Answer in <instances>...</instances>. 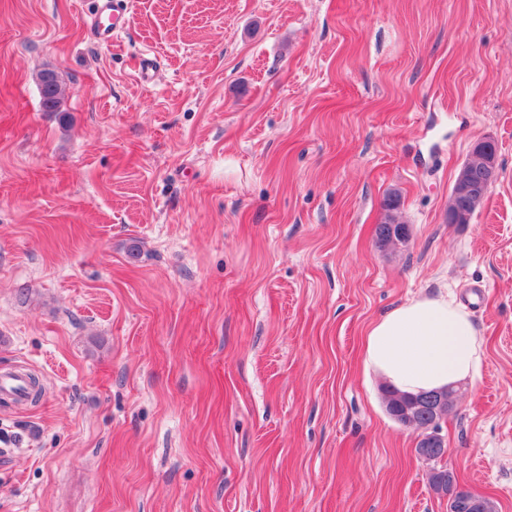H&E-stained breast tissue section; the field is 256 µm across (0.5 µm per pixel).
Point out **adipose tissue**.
<instances>
[{"label": "adipose tissue", "instance_id": "adipose-tissue-1", "mask_svg": "<svg viewBox=\"0 0 512 512\" xmlns=\"http://www.w3.org/2000/svg\"><path fill=\"white\" fill-rule=\"evenodd\" d=\"M480 360L481 342L470 315L442 294L391 309L365 334V368L407 394L465 380Z\"/></svg>", "mask_w": 512, "mask_h": 512}]
</instances>
